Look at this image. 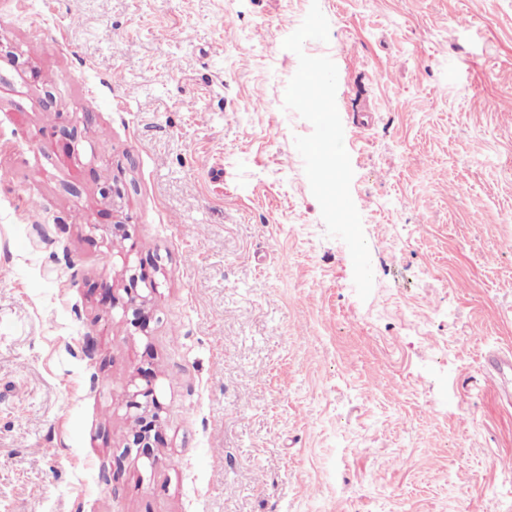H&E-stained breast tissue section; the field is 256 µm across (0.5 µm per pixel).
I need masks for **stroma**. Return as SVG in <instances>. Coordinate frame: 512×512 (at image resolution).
Listing matches in <instances>:
<instances>
[{
    "mask_svg": "<svg viewBox=\"0 0 512 512\" xmlns=\"http://www.w3.org/2000/svg\"><path fill=\"white\" fill-rule=\"evenodd\" d=\"M314 1L364 301L284 107ZM508 348L512 0H0V512H512ZM486 379L495 389H500L502 396L508 395V389L503 386V379H512V352L511 350L498 351L488 354L486 358ZM145 386L139 388L132 393V399L129 402V408L134 409V419L143 424V429L133 434V444L148 448L147 429L152 426V422L156 425L160 420L159 406L155 395V390L151 380H145ZM151 418L148 424L147 419Z\"/></svg>",
    "mask_w": 512,
    "mask_h": 512,
    "instance_id": "35a3bbf8",
    "label": "stroma"
}]
</instances>
